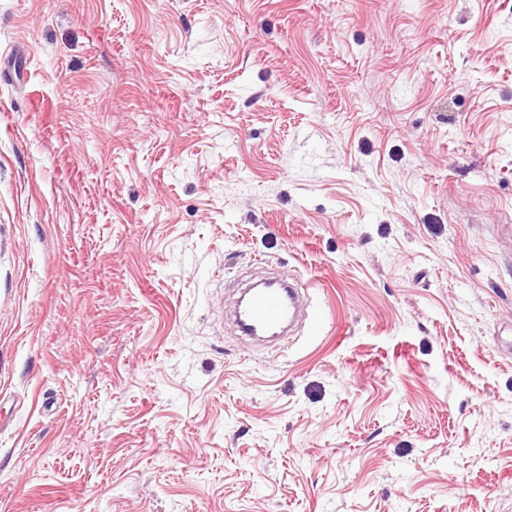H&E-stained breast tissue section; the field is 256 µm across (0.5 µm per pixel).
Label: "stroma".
<instances>
[{"instance_id":"obj_1","label":"stroma","mask_w":512,"mask_h":512,"mask_svg":"<svg viewBox=\"0 0 512 512\" xmlns=\"http://www.w3.org/2000/svg\"><path fill=\"white\" fill-rule=\"evenodd\" d=\"M0 512H512V0H0ZM298 310L297 289L286 279L271 278L261 288H249L237 300L233 317L238 331L257 341L281 338Z\"/></svg>"}]
</instances>
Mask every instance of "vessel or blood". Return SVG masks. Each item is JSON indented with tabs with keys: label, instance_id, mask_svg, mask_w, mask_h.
I'll return each instance as SVG.
<instances>
[{
	"label": "vessel or blood",
	"instance_id": "obj_1",
	"mask_svg": "<svg viewBox=\"0 0 512 512\" xmlns=\"http://www.w3.org/2000/svg\"><path fill=\"white\" fill-rule=\"evenodd\" d=\"M298 310V295L287 280L271 278L249 288L237 300L233 317L241 335L257 341L281 338Z\"/></svg>",
	"mask_w": 512,
	"mask_h": 512
}]
</instances>
